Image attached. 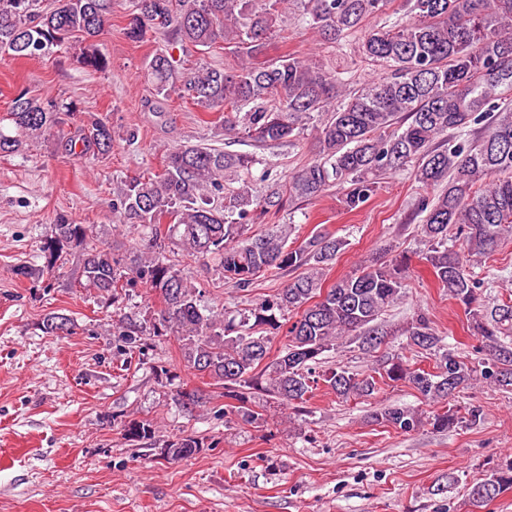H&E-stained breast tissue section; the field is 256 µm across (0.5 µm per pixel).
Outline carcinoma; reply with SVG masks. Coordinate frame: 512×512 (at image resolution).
Returning <instances> with one entry per match:
<instances>
[{
    "mask_svg": "<svg viewBox=\"0 0 512 512\" xmlns=\"http://www.w3.org/2000/svg\"><path fill=\"white\" fill-rule=\"evenodd\" d=\"M387 0H131L127 36L170 35L198 51L221 39L237 62L231 68L181 71L166 48L155 50L145 77L158 95L174 92L209 112L224 113V134H244L259 146L299 138L313 114L316 156L288 180L285 189L253 192L257 159L199 145L173 149L164 170L126 181L113 192L112 220L133 229L139 241L123 254L99 242L89 224L53 225L44 251L51 259L65 250L80 252L79 283L112 297L144 287L159 300L152 335L174 336L194 376L224 390V418L267 423L271 402L303 408L324 384L337 398L370 397L384 386L404 382L442 410L426 416L407 407L373 412V423L411 433L474 427L483 408L465 414L450 405L455 393L481 377L512 388V300L488 309L481 299L485 278L470 268L473 256L490 255L512 234V0H407L406 19L386 21L367 31L356 48L360 61L383 67L358 89L327 71L314 57H268L273 34L301 10L299 22L326 41L358 31L383 12ZM112 0H0V52L17 59L35 57L73 38L98 35L111 15ZM78 62L93 71L109 67L95 48ZM343 99L338 104L336 100ZM74 115L70 104L19 92L0 128V153L23 152L43 138L77 157L112 152V126L102 118L82 124L79 138L65 131ZM413 167L415 179L436 191L419 200L424 214L417 233L427 246L423 259L438 283L469 316L488 350L476 368L448 347L432 322L419 313L393 330L380 317L405 293L409 259L359 266L323 289V277L345 242L318 233L288 245L291 226L272 224L249 234L254 215L279 211L284 194L313 199L334 184L347 188L342 204L357 209L373 193L377 177ZM234 177L239 187L225 191ZM172 245L195 258L214 259L224 283L241 291L263 275L307 268L273 295L240 310L205 305L188 277L164 256ZM129 347L141 341L143 326L132 316L118 319ZM285 332L287 343L270 356L271 336ZM387 336H403L398 350L379 356L365 373L341 366L318 370L324 353L350 338L373 352ZM427 354L428 371L405 351ZM191 412L209 402L198 389L184 402ZM147 420L130 421L131 442L152 438ZM203 440L189 434L170 441L163 454L178 460L201 451ZM512 490V459L493 468L468 492L473 510L483 509Z\"/></svg>",
    "mask_w": 512,
    "mask_h": 512,
    "instance_id": "obj_1",
    "label": "carcinoma"
}]
</instances>
